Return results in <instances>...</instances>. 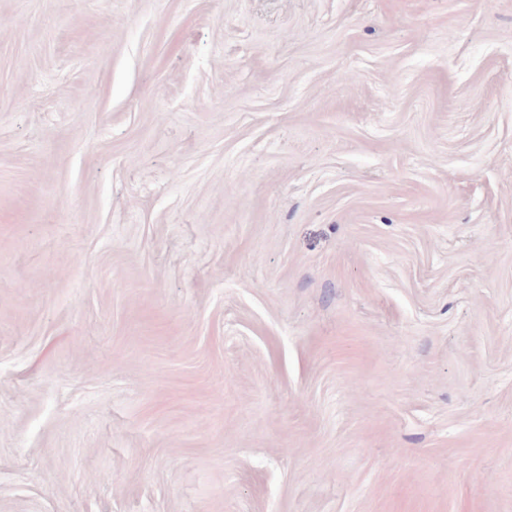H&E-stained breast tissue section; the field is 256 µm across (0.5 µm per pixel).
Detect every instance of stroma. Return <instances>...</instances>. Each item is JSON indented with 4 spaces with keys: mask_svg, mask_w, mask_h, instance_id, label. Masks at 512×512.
<instances>
[{
    "mask_svg": "<svg viewBox=\"0 0 512 512\" xmlns=\"http://www.w3.org/2000/svg\"><path fill=\"white\" fill-rule=\"evenodd\" d=\"M0 512H512V0H0Z\"/></svg>",
    "mask_w": 512,
    "mask_h": 512,
    "instance_id": "1",
    "label": "stroma"
}]
</instances>
